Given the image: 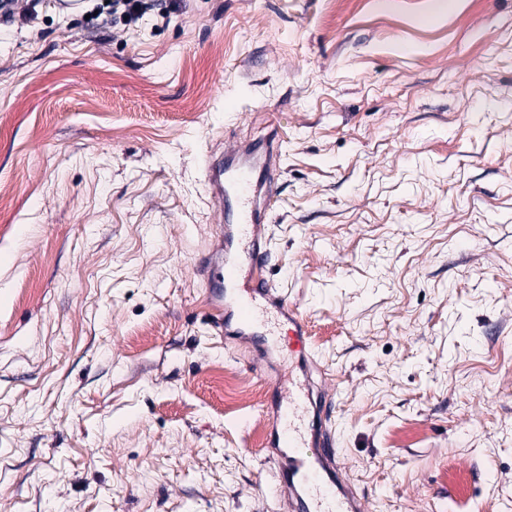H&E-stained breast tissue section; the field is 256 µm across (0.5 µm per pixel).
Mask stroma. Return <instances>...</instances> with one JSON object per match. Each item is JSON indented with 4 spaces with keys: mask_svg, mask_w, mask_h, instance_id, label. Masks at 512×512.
Here are the masks:
<instances>
[{
    "mask_svg": "<svg viewBox=\"0 0 512 512\" xmlns=\"http://www.w3.org/2000/svg\"><path fill=\"white\" fill-rule=\"evenodd\" d=\"M272 128L265 270L346 482L368 512H512V0L0 16V512H285V357L215 336L194 270L205 156Z\"/></svg>",
    "mask_w": 512,
    "mask_h": 512,
    "instance_id": "1",
    "label": "stroma"
}]
</instances>
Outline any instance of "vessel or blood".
<instances>
[{
	"label": "vessel or blood",
	"instance_id": "1",
	"mask_svg": "<svg viewBox=\"0 0 512 512\" xmlns=\"http://www.w3.org/2000/svg\"><path fill=\"white\" fill-rule=\"evenodd\" d=\"M274 146L259 139L225 142L222 156L204 166L224 224V251L200 259L209 287L211 327L235 330L255 349H277L287 328L298 352L297 367L280 375L267 392L272 408L273 457L290 512H366L342 478L336 439L325 413L326 391L309 373L317 365L304 311L282 295L263 268L269 254L268 210L276 181Z\"/></svg>",
	"mask_w": 512,
	"mask_h": 512
}]
</instances>
